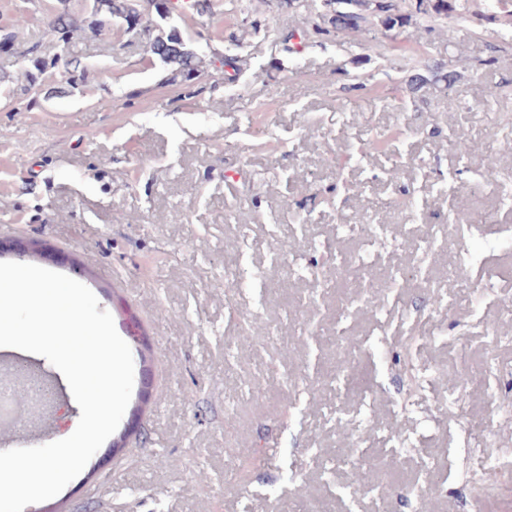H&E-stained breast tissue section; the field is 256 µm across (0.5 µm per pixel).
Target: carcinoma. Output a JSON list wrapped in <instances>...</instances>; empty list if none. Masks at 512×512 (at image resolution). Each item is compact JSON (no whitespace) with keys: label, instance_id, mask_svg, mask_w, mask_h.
I'll return each mask as SVG.
<instances>
[{"label":"carcinoma","instance_id":"obj_1","mask_svg":"<svg viewBox=\"0 0 512 512\" xmlns=\"http://www.w3.org/2000/svg\"><path fill=\"white\" fill-rule=\"evenodd\" d=\"M149 7L137 12L141 32L155 25L157 34L148 37L149 52L167 67L171 80L193 81L204 71L203 57L193 49L189 40L174 25L163 27L164 12L173 9L171 0H147ZM325 0H277L278 8L287 12L305 11L319 16ZM138 0H96L91 12L63 8L51 15L47 22L49 33L69 50L74 40L86 31H103L111 22L136 12ZM477 17L473 0H340L323 24L313 26V33L328 39L345 33L367 37L374 26H379L393 37L407 39L409 27L419 21L439 36L449 35L452 25L469 23ZM483 17L497 21L504 19L512 27V0H485ZM409 92L414 94L430 84L442 90L453 89L458 74L446 69L443 63L409 67Z\"/></svg>","mask_w":512,"mask_h":512}]
</instances>
